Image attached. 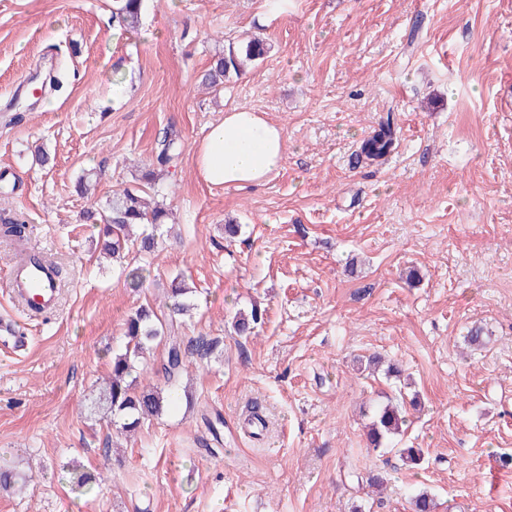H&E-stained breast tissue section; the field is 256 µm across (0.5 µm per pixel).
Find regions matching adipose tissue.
Listing matches in <instances>:
<instances>
[{
  "instance_id": "1",
  "label": "adipose tissue",
  "mask_w": 512,
  "mask_h": 512,
  "mask_svg": "<svg viewBox=\"0 0 512 512\" xmlns=\"http://www.w3.org/2000/svg\"><path fill=\"white\" fill-rule=\"evenodd\" d=\"M285 158L282 126L244 108L227 111L210 125L195 152L203 181L225 188L263 184Z\"/></svg>"
}]
</instances>
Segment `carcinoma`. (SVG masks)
Instances as JSON below:
<instances>
[{
	"mask_svg": "<svg viewBox=\"0 0 512 512\" xmlns=\"http://www.w3.org/2000/svg\"><path fill=\"white\" fill-rule=\"evenodd\" d=\"M145 0H114L112 20L125 33L137 32L142 23ZM267 44L260 38H249L231 44L224 52L215 56L202 77V85L219 90L233 76L242 73L246 62L264 58ZM399 142V128L392 114L382 118L371 135L363 140L357 161L364 159L383 162L396 149ZM183 144L177 132L169 128L164 132L160 148L156 153L153 167L142 176L143 183L127 186L112 193L107 202V214L102 218L100 246L103 253L112 257L113 262L122 266L126 277L134 288L143 285L147 269L126 261L130 251L144 254L156 252L152 235L130 236L134 224H163L170 212L165 204L149 207L143 197V184H154L158 173L175 164L182 154ZM26 225L17 218L0 216V234L17 240L24 237ZM189 287L185 280L174 278L170 284L173 314L185 316L191 304L185 301ZM258 321L257 310L235 317L233 328L239 335L252 332ZM124 336L128 342L125 351L112 356V377L106 385L92 393L82 404L81 413L94 421L110 422L119 417L122 429L136 428L142 420L159 416L171 399L172 389L190 364L207 358L215 349V343L204 338L187 339L179 335V326L174 322L165 323L149 306H141L126 319ZM166 343L165 353L157 373L162 375L165 387L147 386L138 391L135 388L139 359L149 352L154 343ZM405 419L399 410L390 405L377 407L368 430V441L376 451H383L399 435Z\"/></svg>",
	"mask_w": 512,
	"mask_h": 512,
	"instance_id": "obj_1",
	"label": "carcinoma"
}]
</instances>
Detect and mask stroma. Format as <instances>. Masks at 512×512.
I'll use <instances>...</instances> for the list:
<instances>
[{
  "label": "stroma",
  "mask_w": 512,
  "mask_h": 512,
  "mask_svg": "<svg viewBox=\"0 0 512 512\" xmlns=\"http://www.w3.org/2000/svg\"><path fill=\"white\" fill-rule=\"evenodd\" d=\"M112 5L0 0V213L66 277L54 313L26 314L0 237V314L30 338L0 351V460L26 479L0 512H410L423 490L436 512H512V0H148L132 34ZM251 35L264 60L203 89L213 55ZM235 107L282 126L286 161L259 187L213 188L194 151ZM389 112L396 152L354 167ZM167 128L184 143L158 181L173 220L138 257L135 293L86 214L152 164ZM179 274L194 304L181 333L216 351L134 435L86 419L127 316L164 309ZM254 308L262 323L234 334ZM398 396L418 467L366 446L365 410ZM94 470L104 481L75 490ZM372 472L382 493L360 484Z\"/></svg>",
  "instance_id": "1"
}]
</instances>
